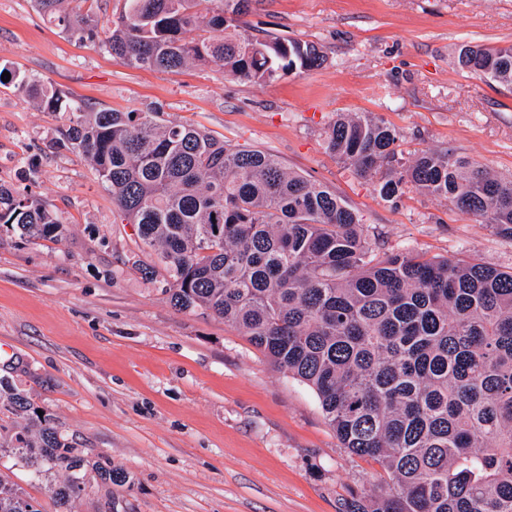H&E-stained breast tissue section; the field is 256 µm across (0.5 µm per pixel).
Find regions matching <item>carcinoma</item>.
<instances>
[{
  "instance_id": "carcinoma-1",
  "label": "carcinoma",
  "mask_w": 512,
  "mask_h": 512,
  "mask_svg": "<svg viewBox=\"0 0 512 512\" xmlns=\"http://www.w3.org/2000/svg\"><path fill=\"white\" fill-rule=\"evenodd\" d=\"M89 0L57 17L63 32L122 64L160 72L210 65L270 83L321 65L313 43L250 34L252 0H124L101 16ZM458 65L512 88V46H465ZM69 113L60 142L85 154L112 189L121 220L165 273L180 311L202 309L237 328L278 370L309 386L343 448L388 475L375 496L354 492L343 512H512V270L476 258L379 253L358 213L326 185L261 149L164 118L158 106L119 110L43 90ZM327 149L395 203L410 188L447 201L512 237V181L452 150L398 156L399 131L371 112L340 114ZM0 224L57 239L63 225L41 199L0 183ZM7 391L0 434L10 468L64 475L55 512H74L83 460L54 419ZM0 512H41L0 475Z\"/></svg>"
}]
</instances>
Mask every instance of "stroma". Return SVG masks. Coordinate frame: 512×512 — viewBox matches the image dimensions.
<instances>
[{
    "label": "stroma",
    "instance_id": "1",
    "mask_svg": "<svg viewBox=\"0 0 512 512\" xmlns=\"http://www.w3.org/2000/svg\"><path fill=\"white\" fill-rule=\"evenodd\" d=\"M244 21L314 43L322 65L267 84L132 68L69 38L35 0H0V65L269 151L356 207L379 252L512 268V237L413 189L382 200L324 142L336 115L371 112L399 130L404 158L448 147L512 179V90L457 64L462 45H512V0H259ZM67 121L0 86V183L63 219L58 240L0 227V376L88 464L106 457L129 476H89L75 512H341L352 492L377 491L385 473L341 448L307 385L143 277L156 255L90 161L58 146Z\"/></svg>",
    "mask_w": 512,
    "mask_h": 512
}]
</instances>
